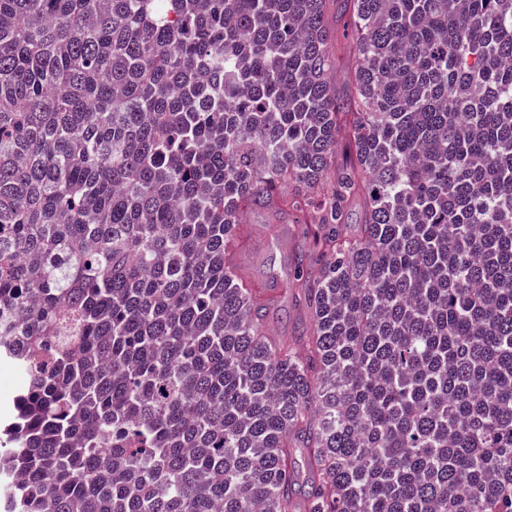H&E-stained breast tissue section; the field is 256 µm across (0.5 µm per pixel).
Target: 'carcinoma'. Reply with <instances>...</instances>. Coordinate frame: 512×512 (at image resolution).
Instances as JSON below:
<instances>
[{"instance_id": "cac0c4a2", "label": "carcinoma", "mask_w": 512, "mask_h": 512, "mask_svg": "<svg viewBox=\"0 0 512 512\" xmlns=\"http://www.w3.org/2000/svg\"><path fill=\"white\" fill-rule=\"evenodd\" d=\"M327 2L0 0V512H512V0ZM342 10V1L331 0L327 5V22L331 30L336 33V43H333V49H331L334 62L331 77L341 93L347 89V77L354 61L353 42L343 36L347 15ZM244 235L235 252V262L244 275L262 287L269 306L267 329L272 336L288 337L306 324L294 308L288 288V267L292 253L300 246L288 217L257 206H245ZM29 380L24 371L15 367L0 363V419H4L12 411V400L23 392L28 386Z\"/></svg>"}]
</instances>
